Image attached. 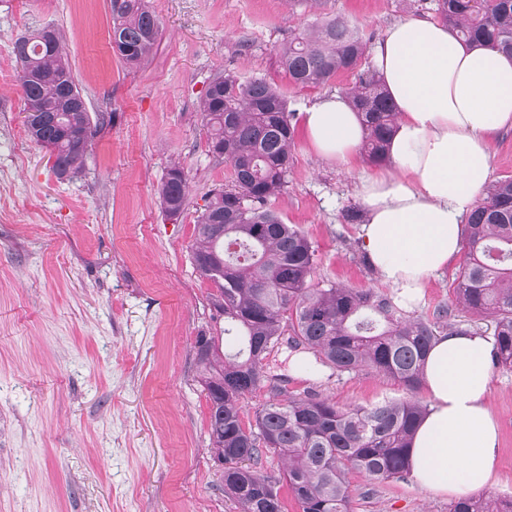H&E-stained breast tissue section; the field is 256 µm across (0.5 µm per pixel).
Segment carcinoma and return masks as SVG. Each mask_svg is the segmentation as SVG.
Returning <instances> with one entry per match:
<instances>
[{
	"label": "carcinoma",
	"mask_w": 512,
	"mask_h": 512,
	"mask_svg": "<svg viewBox=\"0 0 512 512\" xmlns=\"http://www.w3.org/2000/svg\"><path fill=\"white\" fill-rule=\"evenodd\" d=\"M438 21L469 44L512 55V0H435ZM112 46L133 67L154 52L160 22L148 0H120L111 8ZM367 41L336 17L309 25L280 50L291 84L318 86L341 72H357L344 91L365 126L362 150L372 163L388 159L397 112L376 70L361 69ZM29 139L49 152L59 179L80 172L97 127L79 112L75 83L55 29L44 27L13 48ZM209 153L230 166L228 185L214 192L197 217L192 244L199 278L224 315V334L196 338L200 383L209 403V437L224 459V496L239 512H287L282 487L301 512H351L348 474L372 480L411 473L410 446L427 414L415 399L340 407L311 390L294 393L288 379L268 371L281 347L311 352L338 373L369 368L415 393L433 340L459 330L452 309L433 319L415 315L394 296L373 288L313 285L315 248L304 233L267 207L288 186L294 128L288 100L262 78L242 81L226 71L213 78L201 102ZM187 173L171 165L158 190L160 205L177 218L186 205ZM465 262L454 288L455 308L492 319L494 365L512 367V177L492 183L467 217ZM267 389L266 401L244 423L247 395ZM280 460L278 471L264 460ZM450 512H512V497L463 496Z\"/></svg>",
	"instance_id": "obj_1"
}]
</instances>
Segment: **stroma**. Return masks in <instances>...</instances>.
Wrapping results in <instances>:
<instances>
[{
  "label": "stroma",
  "mask_w": 512,
  "mask_h": 512,
  "mask_svg": "<svg viewBox=\"0 0 512 512\" xmlns=\"http://www.w3.org/2000/svg\"><path fill=\"white\" fill-rule=\"evenodd\" d=\"M161 23L155 52L125 65L110 46L109 0H0V512H237L209 440L199 383V333L220 336L210 282L191 259L194 224L230 167L208 151L200 106L227 70L277 85L293 110L286 192L269 203L313 243V280L384 289L344 214L359 203L361 170L321 159L305 114L352 86V73L289 85L279 48L305 24L341 17L376 43L398 19L433 17L432 0H148ZM50 25L62 37L92 122L82 171L58 180L27 137L13 46ZM182 163L187 205L169 220L158 187ZM462 257L424 288L417 314L452 303ZM292 352L271 355L289 390L342 405L402 399L398 381L364 369L329 379L293 373ZM501 482L512 496V367L491 370ZM352 512H449L450 500L413 478L349 476Z\"/></svg>",
  "instance_id": "obj_1"
}]
</instances>
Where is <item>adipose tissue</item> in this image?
Returning <instances> with one entry per match:
<instances>
[{
	"label": "adipose tissue",
	"mask_w": 512,
	"mask_h": 512,
	"mask_svg": "<svg viewBox=\"0 0 512 512\" xmlns=\"http://www.w3.org/2000/svg\"><path fill=\"white\" fill-rule=\"evenodd\" d=\"M372 59L398 117L388 165L355 185L365 211L361 246L410 310L459 253L462 223L490 181V139L512 129V57L407 17L386 28ZM306 124L318 156L354 164L364 128L344 96L319 100ZM494 350L492 337L471 329L432 344L423 367L428 412L411 460L415 480L433 494L456 498L499 480V428L488 404Z\"/></svg>",
	"instance_id": "1"
}]
</instances>
